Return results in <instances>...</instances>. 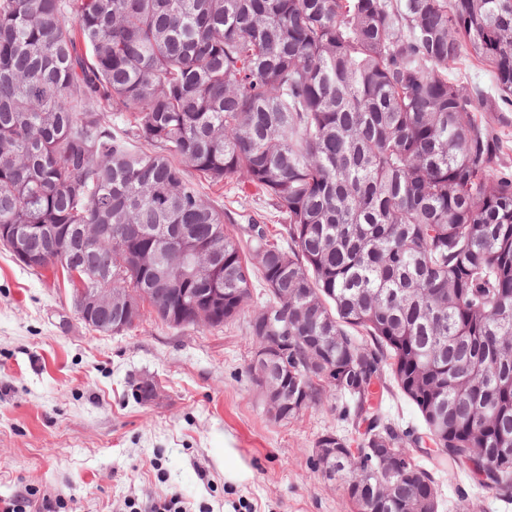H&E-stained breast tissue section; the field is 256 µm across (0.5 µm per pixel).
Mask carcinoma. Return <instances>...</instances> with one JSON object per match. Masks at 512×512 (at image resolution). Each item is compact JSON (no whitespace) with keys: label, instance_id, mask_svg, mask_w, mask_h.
<instances>
[{"label":"carcinoma","instance_id":"1","mask_svg":"<svg viewBox=\"0 0 512 512\" xmlns=\"http://www.w3.org/2000/svg\"><path fill=\"white\" fill-rule=\"evenodd\" d=\"M490 67L499 105L455 69ZM512 106V0H0V225L69 230L74 266L118 258L171 324L176 257L224 280L211 327L264 288L288 347L286 421L346 398L359 466L336 457L356 512H401L419 465L380 413L387 381L436 438L437 463L512 499V173L479 112ZM124 117L112 131V113ZM210 185L235 178L282 216L228 232ZM85 224L133 226L96 245ZM375 448L399 474L382 502ZM482 449L474 465L470 449Z\"/></svg>","mask_w":512,"mask_h":512}]
</instances>
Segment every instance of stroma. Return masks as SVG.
Masks as SVG:
<instances>
[{"label":"stroma","instance_id":"1","mask_svg":"<svg viewBox=\"0 0 512 512\" xmlns=\"http://www.w3.org/2000/svg\"><path fill=\"white\" fill-rule=\"evenodd\" d=\"M230 219H281L266 197L233 179L203 185ZM248 316L218 328L175 329L144 309L121 334L87 327L71 288L0 247V499L35 487L63 512H134L177 494L190 512H353L343 482L312 459L326 432L354 436L344 400L298 417L269 415L247 367ZM160 387L136 403L132 383ZM438 512H512L465 475L449 477L429 454Z\"/></svg>","mask_w":512,"mask_h":512}]
</instances>
